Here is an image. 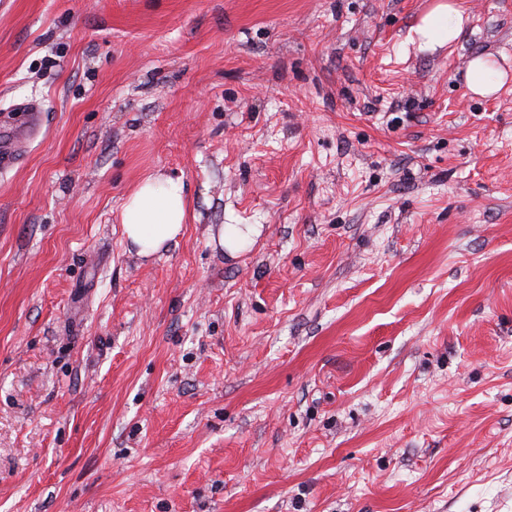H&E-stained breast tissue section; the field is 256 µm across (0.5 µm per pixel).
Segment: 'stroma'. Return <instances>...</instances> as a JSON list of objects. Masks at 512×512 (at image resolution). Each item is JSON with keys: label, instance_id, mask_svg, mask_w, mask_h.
<instances>
[{"label": "stroma", "instance_id": "obj_1", "mask_svg": "<svg viewBox=\"0 0 512 512\" xmlns=\"http://www.w3.org/2000/svg\"><path fill=\"white\" fill-rule=\"evenodd\" d=\"M438 2L0 0V512H512V0ZM464 16L455 0L438 4L420 25L413 29L418 40L424 44L453 42L463 32ZM506 78L507 74L497 70L490 60L477 56L469 63L466 81L473 94L489 97L500 90ZM185 201L181 179L160 174L144 179L128 195L121 211L120 222L130 250L146 259L175 241L184 229ZM227 227L219 231L217 243L224 248V240L227 238L235 246L239 248L246 247L250 241L249 238L253 233H257V230L253 227H246L244 230L239 228L238 224H227Z\"/></svg>", "mask_w": 512, "mask_h": 512}]
</instances>
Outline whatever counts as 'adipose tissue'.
I'll return each mask as SVG.
<instances>
[{
  "instance_id": "1",
  "label": "adipose tissue",
  "mask_w": 512,
  "mask_h": 512,
  "mask_svg": "<svg viewBox=\"0 0 512 512\" xmlns=\"http://www.w3.org/2000/svg\"><path fill=\"white\" fill-rule=\"evenodd\" d=\"M464 16L455 0H442L414 32L429 44L453 42L463 32ZM185 187L181 179L153 175L144 179L127 197L121 211L123 235L129 248L149 258L182 233L186 221Z\"/></svg>"
}]
</instances>
